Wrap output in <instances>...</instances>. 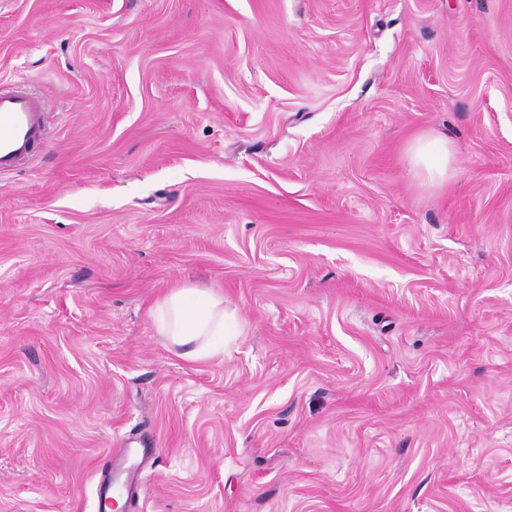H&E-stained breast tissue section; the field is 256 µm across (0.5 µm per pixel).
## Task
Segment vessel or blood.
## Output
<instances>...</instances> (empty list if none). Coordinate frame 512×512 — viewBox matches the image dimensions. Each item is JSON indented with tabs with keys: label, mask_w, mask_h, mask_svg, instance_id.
<instances>
[{
	"label": "vessel or blood",
	"mask_w": 512,
	"mask_h": 512,
	"mask_svg": "<svg viewBox=\"0 0 512 512\" xmlns=\"http://www.w3.org/2000/svg\"><path fill=\"white\" fill-rule=\"evenodd\" d=\"M46 102L24 85L0 87V173L31 163L48 140Z\"/></svg>",
	"instance_id": "obj_1"
}]
</instances>
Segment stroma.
Here are the masks:
<instances>
[{
  "label": "stroma",
  "mask_w": 512,
  "mask_h": 512,
  "mask_svg": "<svg viewBox=\"0 0 512 512\" xmlns=\"http://www.w3.org/2000/svg\"><path fill=\"white\" fill-rule=\"evenodd\" d=\"M0 80L52 126L0 176V512L126 448L125 512H512V0H0ZM433 155L437 162L432 161ZM406 159L417 177L431 185L442 186L454 173V150L445 138L419 135L409 145ZM160 336L184 351L179 355L189 361L211 358L220 350L225 335H237L234 312L224 310V299L208 291L187 286L167 292L151 312ZM231 326L233 331L229 333ZM216 336H221L217 343Z\"/></svg>",
  "instance_id": "obj_1"
}]
</instances>
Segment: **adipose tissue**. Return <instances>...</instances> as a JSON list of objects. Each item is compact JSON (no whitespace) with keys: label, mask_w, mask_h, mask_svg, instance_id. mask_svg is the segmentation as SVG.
Segmentation results:
<instances>
[{"label":"adipose tissue","mask_w":512,"mask_h":512,"mask_svg":"<svg viewBox=\"0 0 512 512\" xmlns=\"http://www.w3.org/2000/svg\"><path fill=\"white\" fill-rule=\"evenodd\" d=\"M406 159L417 177L440 186L454 173V151L447 139L422 134L409 145ZM151 318L159 335L182 350L183 358L202 361L220 350L217 336L234 325L235 316L223 298L197 288L177 287L159 300Z\"/></svg>","instance_id":"ef3b65f1"}]
</instances>
